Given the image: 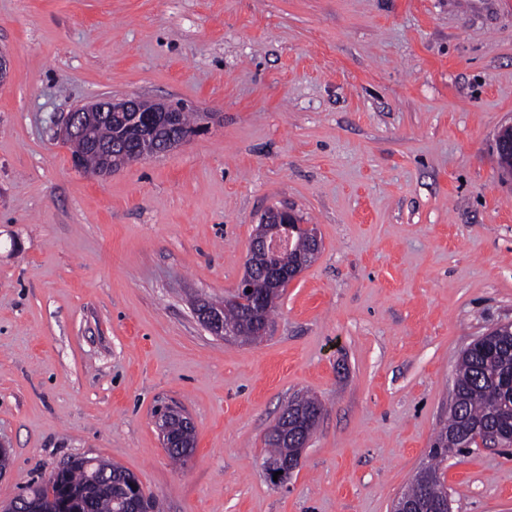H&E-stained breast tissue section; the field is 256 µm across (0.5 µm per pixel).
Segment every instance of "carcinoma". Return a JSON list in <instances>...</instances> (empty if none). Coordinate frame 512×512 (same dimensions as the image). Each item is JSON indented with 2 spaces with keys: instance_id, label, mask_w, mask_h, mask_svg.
<instances>
[{
  "instance_id": "1",
  "label": "carcinoma",
  "mask_w": 512,
  "mask_h": 512,
  "mask_svg": "<svg viewBox=\"0 0 512 512\" xmlns=\"http://www.w3.org/2000/svg\"><path fill=\"white\" fill-rule=\"evenodd\" d=\"M117 118L102 122L95 135L100 141L115 142L112 164L118 166L124 158L135 155L136 143L131 138L119 140L114 134ZM72 158L78 164L95 169L102 163L101 156L88 151L84 144H72ZM224 327L238 333V339L251 341V321L246 309L224 300ZM457 385L456 406L450 409L448 421L435 435L429 451L431 463L414 477L411 497L419 500L420 512H436L442 490L439 465L450 452L463 453L465 446L477 445L476 438L491 430L499 432V445L512 446V333H503L488 341H479L460 355L455 369ZM293 411L288 422V436L295 432L313 430L322 413V404L309 396H295L288 402ZM172 433L179 448L167 452L174 461L187 458L194 449V428L180 420L172 421ZM266 454L262 464L294 460L298 447L283 445L279 437H265ZM135 477L127 470L110 462L86 459L71 461L66 467L50 475L48 480L33 489L37 506L31 512H55L56 502L66 500L68 512H136L139 499L127 494Z\"/></svg>"
}]
</instances>
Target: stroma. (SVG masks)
Instances as JSON below:
<instances>
[{"instance_id":"1","label":"stroma","mask_w":512,"mask_h":512,"mask_svg":"<svg viewBox=\"0 0 512 512\" xmlns=\"http://www.w3.org/2000/svg\"><path fill=\"white\" fill-rule=\"evenodd\" d=\"M0 507L74 458L155 512H392L461 352L512 322V0H0ZM135 96L212 113L99 177L56 131ZM288 205L318 230L271 336L197 319ZM324 411L287 484L261 463L294 394ZM187 413L173 462L156 412ZM452 512H512V447L441 465Z\"/></svg>"}]
</instances>
